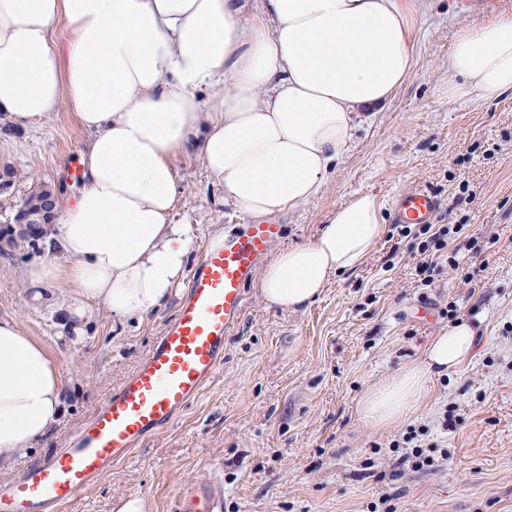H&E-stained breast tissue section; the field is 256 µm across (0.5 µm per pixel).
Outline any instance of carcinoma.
Masks as SVG:
<instances>
[{"instance_id": "1", "label": "carcinoma", "mask_w": 512, "mask_h": 512, "mask_svg": "<svg viewBox=\"0 0 512 512\" xmlns=\"http://www.w3.org/2000/svg\"><path fill=\"white\" fill-rule=\"evenodd\" d=\"M57 197L54 187L41 184L33 190L15 212L12 222L0 224V255L13 256L19 249L39 254L52 233L54 209L47 206L48 200ZM25 226L26 236H21L20 226Z\"/></svg>"}]
</instances>
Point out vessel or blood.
I'll list each match as a JSON object with an SVG mask.
<instances>
[{"label":"vessel or blood","instance_id":"vessel-or-blood-1","mask_svg":"<svg viewBox=\"0 0 512 512\" xmlns=\"http://www.w3.org/2000/svg\"><path fill=\"white\" fill-rule=\"evenodd\" d=\"M440 204L413 188L397 196L394 221L429 224ZM277 224H249L206 249L190 269L184 298L152 351L83 424L68 447L27 468L0 489V512H50L70 502L113 463L131 456L167 429L198 398L224 361V340L239 322L247 285L279 240ZM224 489L215 477L183 485L169 512H222Z\"/></svg>","mask_w":512,"mask_h":512}]
</instances>
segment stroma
Masks as SVG:
<instances>
[{"label": "stroma", "mask_w": 512, "mask_h": 512, "mask_svg": "<svg viewBox=\"0 0 512 512\" xmlns=\"http://www.w3.org/2000/svg\"><path fill=\"white\" fill-rule=\"evenodd\" d=\"M503 5L512 0H429L407 81L386 104L363 111L321 194L277 218L279 251L311 241L339 205L371 194L385 222L374 251L300 312L270 305L250 284L224 364L201 395L60 512H118L132 497L144 499L148 512H168L185 482L209 476L223 484L224 512H370L383 498L397 512H512V93L449 99L447 66L460 25ZM88 139L65 106L0 135V166L17 171L0 192V223L39 183L76 194L80 180L70 169ZM174 165L179 195L171 220L188 225L193 263L216 229L250 218L223 203L196 154H180ZM415 187L438 197V223L460 225L448 250L469 264L472 280L443 266L431 286L419 284L418 241L400 236L393 222L396 196ZM28 265L0 257V318L49 349L63 380L62 415L0 471V485L66 447L150 353L183 293L175 288L165 306L141 318L89 303L77 338L64 324L68 286L34 298ZM452 304L456 319L475 330L470 361L431 377L398 424L362 420L364 393L422 363L432 336L450 326L441 311ZM410 433L433 452V468L412 469L404 449L394 448Z\"/></svg>", "instance_id": "obj_1"}]
</instances>
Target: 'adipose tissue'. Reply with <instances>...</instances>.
Segmentation results:
<instances>
[{
    "instance_id": "obj_1",
    "label": "adipose tissue",
    "mask_w": 512,
    "mask_h": 512,
    "mask_svg": "<svg viewBox=\"0 0 512 512\" xmlns=\"http://www.w3.org/2000/svg\"><path fill=\"white\" fill-rule=\"evenodd\" d=\"M422 15L421 0H0V112L22 127L65 102L91 135L80 189L55 218L51 245L68 261L32 264L29 287L66 283L77 335L85 300L120 318L163 306L192 241L170 221L175 157L197 153L225 204L252 218L298 210L352 143L361 110L388 102L410 76ZM508 91L512 11H495L459 27L448 95ZM384 231L378 199L353 197L314 239L265 265L263 297L305 308ZM474 340L465 321L432 337L422 364L367 390L362 418L403 420L431 376L472 357ZM62 389L47 348L0 318V461L45 436Z\"/></svg>"
}]
</instances>
